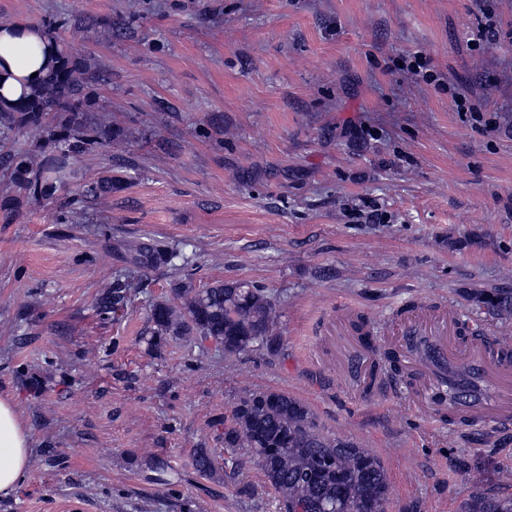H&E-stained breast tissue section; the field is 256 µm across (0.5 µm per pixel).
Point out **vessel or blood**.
<instances>
[{
  "label": "vessel or blood",
  "mask_w": 512,
  "mask_h": 512,
  "mask_svg": "<svg viewBox=\"0 0 512 512\" xmlns=\"http://www.w3.org/2000/svg\"><path fill=\"white\" fill-rule=\"evenodd\" d=\"M392 332L406 340L400 352L405 356V368L414 373L418 406L432 414L438 410L426 390L432 371L423 366L409 347L410 340L424 338L431 345L434 363L466 367L480 383L476 389L459 386L456 401L449 409L457 422L478 420L499 428L512 425V343L485 336H463L451 308L409 311L396 319Z\"/></svg>",
  "instance_id": "vessel-or-blood-1"
}]
</instances>
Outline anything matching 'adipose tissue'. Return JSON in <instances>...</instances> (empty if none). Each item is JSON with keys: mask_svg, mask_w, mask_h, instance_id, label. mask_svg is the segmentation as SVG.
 I'll use <instances>...</instances> for the list:
<instances>
[{"mask_svg": "<svg viewBox=\"0 0 512 512\" xmlns=\"http://www.w3.org/2000/svg\"><path fill=\"white\" fill-rule=\"evenodd\" d=\"M54 54L37 25L17 23L0 31V101L22 100L49 72ZM32 442L17 404L0 396V497L12 494L29 467Z\"/></svg>", "mask_w": 512, "mask_h": 512, "instance_id": "ef3b65f1", "label": "adipose tissue"}]
</instances>
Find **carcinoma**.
<instances>
[{
	"instance_id": "cac0c4a2",
	"label": "carcinoma",
	"mask_w": 512,
	"mask_h": 512,
	"mask_svg": "<svg viewBox=\"0 0 512 512\" xmlns=\"http://www.w3.org/2000/svg\"><path fill=\"white\" fill-rule=\"evenodd\" d=\"M48 41L56 65L25 99L8 108L0 105V135L35 128L60 144L53 156L19 151L8 156L9 188L34 199L53 197L57 174L100 140L98 124L82 117L86 89L98 80V67L89 54H75L51 32ZM119 182L103 177L87 193L100 197ZM114 250L124 267L137 271L189 264L181 250L160 243L119 240ZM470 301L496 318H512V288L476 290ZM150 319L152 342L165 336L211 339L224 347L228 362L257 351L274 354L282 339L271 296L247 281L202 288L174 282L170 297L150 306ZM224 447L249 450L278 494L281 512H388L389 482L381 459L351 438L324 432L310 407L285 391L244 390L231 409ZM461 512H512V497L475 493Z\"/></svg>"
}]
</instances>
